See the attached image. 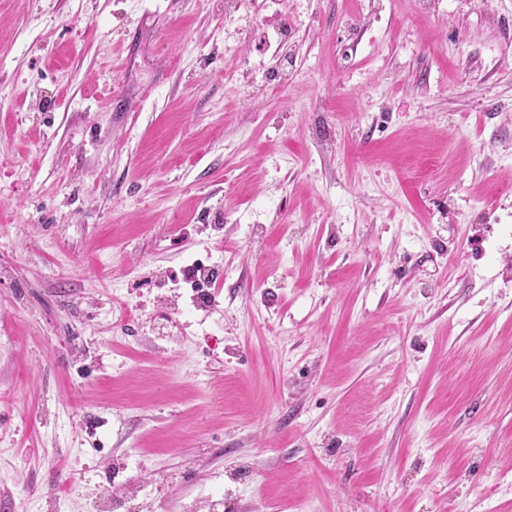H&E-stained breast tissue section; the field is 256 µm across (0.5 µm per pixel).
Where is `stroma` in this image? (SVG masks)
I'll list each match as a JSON object with an SVG mask.
<instances>
[{"label": "stroma", "mask_w": 512, "mask_h": 512, "mask_svg": "<svg viewBox=\"0 0 512 512\" xmlns=\"http://www.w3.org/2000/svg\"><path fill=\"white\" fill-rule=\"evenodd\" d=\"M107 489L512 512V0H0V512Z\"/></svg>", "instance_id": "stroma-1"}]
</instances>
